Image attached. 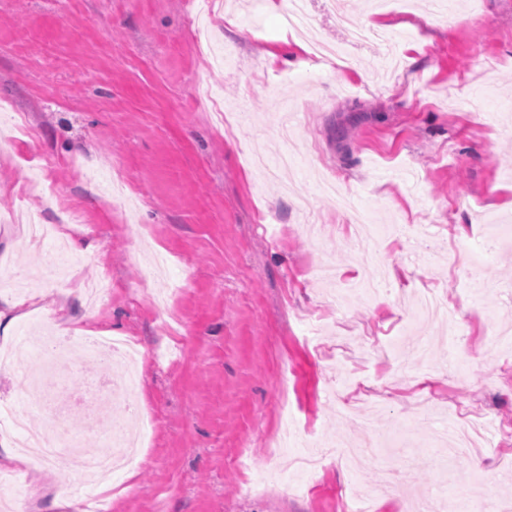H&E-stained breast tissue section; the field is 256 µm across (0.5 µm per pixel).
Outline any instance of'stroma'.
I'll use <instances>...</instances> for the list:
<instances>
[{"label":"stroma","mask_w":512,"mask_h":512,"mask_svg":"<svg viewBox=\"0 0 512 512\" xmlns=\"http://www.w3.org/2000/svg\"><path fill=\"white\" fill-rule=\"evenodd\" d=\"M263 2L0 0V122L27 129L0 150V214L69 211L86 246L0 348L46 313L142 352L140 411L112 416L153 429L111 512H342L366 495L407 512L430 491L444 512L483 491L512 504V0H458L452 17L394 0L392 46L351 48L347 70L311 64L284 0ZM308 10L329 43L343 13L376 15ZM0 252L26 275L43 264L18 224H0ZM105 271L112 297L89 310L82 287ZM424 290L459 308L455 339L415 316ZM246 458L270 462L261 486ZM383 465L402 498L376 497ZM23 475L28 512L100 491L66 453Z\"/></svg>","instance_id":"obj_1"}]
</instances>
